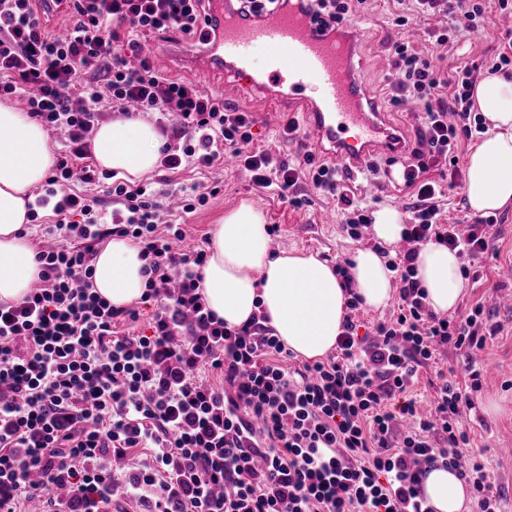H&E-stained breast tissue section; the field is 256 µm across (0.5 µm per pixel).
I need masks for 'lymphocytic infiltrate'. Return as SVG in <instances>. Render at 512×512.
Returning a JSON list of instances; mask_svg holds the SVG:
<instances>
[{
	"instance_id": "f902f5d3",
	"label": "lymphocytic infiltrate",
	"mask_w": 512,
	"mask_h": 512,
	"mask_svg": "<svg viewBox=\"0 0 512 512\" xmlns=\"http://www.w3.org/2000/svg\"><path fill=\"white\" fill-rule=\"evenodd\" d=\"M72 20L59 36L47 28L49 8ZM445 12L456 24L435 32L432 50L397 42L389 50V102L415 101L420 112L402 178L413 201L405 249L388 258L399 289L398 312L360 335L361 301L345 265L349 295L336 355L292 369L291 353L265 316L230 328L201 293L205 244L184 248V225L164 224L170 197L193 213L220 192L160 191L127 181L100 198L76 191L99 182L87 159L89 132L102 112L125 118L153 113L164 138L159 166L209 168L232 157L258 188L276 187L282 203L308 205L309 183L332 199L350 238L372 223L367 205L348 186L375 179L378 162L351 170L317 160L313 151L290 162L266 150L242 151L253 138L250 113L225 107L194 83L154 68L145 35L194 37L204 0H0V99L26 98L28 116L65 142L27 205L47 246L37 247L38 282L16 302H0V512H17L19 497L70 495V512H99L112 497H133L148 512H433L421 490L427 466L456 471L479 512H499L484 464L464 466L469 443L463 419L476 407L481 372L467 363V384L435 386L428 414L410 388L436 351L483 349L497 324L482 307L460 319L430 311L414 278L418 247L435 240L462 260L492 257L493 217L467 232L444 222V187L459 186L458 149L485 126L473 117L481 75L512 71V31L478 67L445 71L433 63L463 32L484 27L483 0H396L393 25ZM448 164V183L431 170ZM135 240L152 303L149 333L123 331L135 307L117 308L91 288L97 245ZM142 451L117 481L99 466Z\"/></svg>"
}]
</instances>
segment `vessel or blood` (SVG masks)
I'll return each instance as SVG.
<instances>
[{
	"instance_id": "b4317fda",
	"label": "vessel or blood",
	"mask_w": 512,
	"mask_h": 512,
	"mask_svg": "<svg viewBox=\"0 0 512 512\" xmlns=\"http://www.w3.org/2000/svg\"><path fill=\"white\" fill-rule=\"evenodd\" d=\"M364 36L356 22L341 34L323 29L301 0L259 20L243 18L233 0H211L198 46L154 40L146 51L270 98V123L300 113L313 146L343 166L362 167L373 154L405 151L399 130L358 77L354 56Z\"/></svg>"
}]
</instances>
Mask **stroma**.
I'll return each instance as SVG.
<instances>
[{"label":"stroma","instance_id":"stroma-1","mask_svg":"<svg viewBox=\"0 0 512 512\" xmlns=\"http://www.w3.org/2000/svg\"><path fill=\"white\" fill-rule=\"evenodd\" d=\"M390 0H367L356 20L366 30L367 38L358 49L355 63L364 78L369 92L378 100L381 111L388 121L399 128L404 139H412L415 119L406 106L390 105L386 97L385 73L377 66L388 45L401 40H412L415 46H424L422 35L425 28H442L444 18L413 20L410 29L392 26L387 10ZM489 21L482 41L465 40L463 45L449 50L441 60L444 69L481 64L485 57L495 53L502 33L512 29V15L489 11ZM221 96L226 105L255 115L256 122L253 147L268 148L288 160H296L305 151L303 145L284 142L276 127L259 121L258 115L267 104V99L252 95L235 84L223 86ZM168 180L176 187L191 188L208 186L214 181L224 183V189L204 206L187 216H173V223L186 224L191 239L211 236L216 224L226 212L239 204H253L263 215L266 224L277 225L278 231L271 237L273 252L298 250L319 254L329 262L338 258H350L359 248L375 247L372 234L355 241L348 237L334 212L336 206L330 199L311 193L309 206L300 210L289 209L281 203L275 188L254 187L248 175L241 170L220 165L214 168L182 167L168 173ZM496 222L491 230L492 247L496 259L482 263L477 278L469 279L467 291L454 311V318L470 313L475 305H482L491 321L500 324L496 336L489 338L483 350L474 356L477 366L484 373L481 392H478L476 407L467 414L464 423L470 434V443L462 450L464 462L477 461L489 469L500 495L502 512H512V459L500 456L502 445L512 442V377H506L505 369L512 368V314L498 308L493 298L497 292H512V279L504 275L512 268V205L495 211ZM465 351L448 349L435 364L421 368L419 381L413 394L417 399H427L433 392L430 385L437 371L449 373L456 382L464 380Z\"/></svg>","mask_w":512,"mask_h":512}]
</instances>
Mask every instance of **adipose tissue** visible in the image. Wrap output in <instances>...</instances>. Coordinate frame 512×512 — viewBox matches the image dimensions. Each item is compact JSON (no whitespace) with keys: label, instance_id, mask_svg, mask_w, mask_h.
Returning <instances> with one entry per match:
<instances>
[{"label":"adipose tissue","instance_id":"obj_1","mask_svg":"<svg viewBox=\"0 0 512 512\" xmlns=\"http://www.w3.org/2000/svg\"><path fill=\"white\" fill-rule=\"evenodd\" d=\"M474 108L486 131L466 164L465 195L474 213L486 214L512 204V80L489 75L473 91ZM161 136L140 118L102 124L92 141L97 163L123 178H139L157 166ZM55 163L46 130L24 112L0 103V301H17L38 276L35 252L21 232L27 222L26 203ZM144 261L138 244L112 238L93 261L95 291L113 306L138 301L145 289ZM415 278L434 313L454 310L467 284L457 252L428 241L413 261ZM349 272L365 307L386 308L394 278L377 248L357 249ZM207 306L231 327L254 314L268 318L286 347L317 360L336 347L346 313L339 276L313 254H273L262 214L243 203L225 213L214 231L202 270ZM422 491L434 512H467L465 482L456 472L437 467L423 480Z\"/></svg>","mask_w":512,"mask_h":512}]
</instances>
